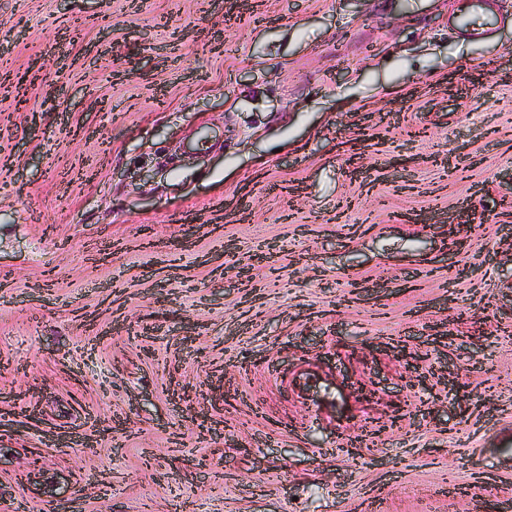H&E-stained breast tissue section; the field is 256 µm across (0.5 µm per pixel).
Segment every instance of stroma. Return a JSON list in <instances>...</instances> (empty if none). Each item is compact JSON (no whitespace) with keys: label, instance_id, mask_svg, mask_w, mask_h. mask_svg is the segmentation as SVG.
<instances>
[{"label":"stroma","instance_id":"stroma-1","mask_svg":"<svg viewBox=\"0 0 512 512\" xmlns=\"http://www.w3.org/2000/svg\"><path fill=\"white\" fill-rule=\"evenodd\" d=\"M466 2L0 0V512L512 504V0Z\"/></svg>","mask_w":512,"mask_h":512}]
</instances>
